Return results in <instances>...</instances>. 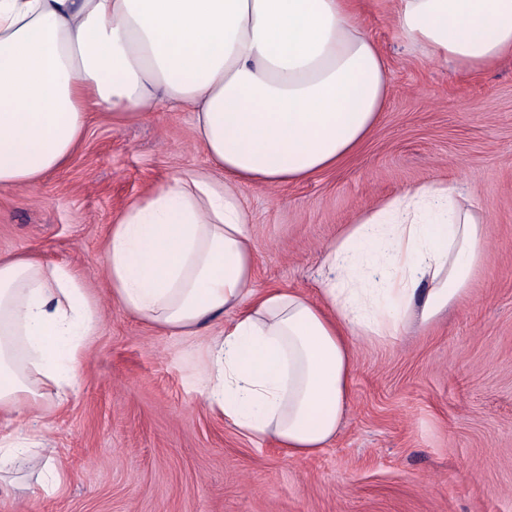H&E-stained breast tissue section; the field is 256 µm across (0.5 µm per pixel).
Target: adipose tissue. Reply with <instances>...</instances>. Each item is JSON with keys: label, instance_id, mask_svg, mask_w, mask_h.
Instances as JSON below:
<instances>
[{"label": "adipose tissue", "instance_id": "obj_1", "mask_svg": "<svg viewBox=\"0 0 512 512\" xmlns=\"http://www.w3.org/2000/svg\"><path fill=\"white\" fill-rule=\"evenodd\" d=\"M393 25L438 63L481 70L512 54V0H397ZM388 98L354 0H0V189L63 169L92 112L120 128L162 104L191 112L208 165L115 220L112 296L185 336L223 320L203 367L208 407L294 458L335 439L355 343L437 324L487 257L479 214L432 181L360 212L327 246L318 299L254 288L240 186L336 168ZM96 322L67 265L0 257V472L23 466L41 398L75 390Z\"/></svg>", "mask_w": 512, "mask_h": 512}]
</instances>
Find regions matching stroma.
<instances>
[{"label":"stroma","instance_id":"35a3bbf8","mask_svg":"<svg viewBox=\"0 0 512 512\" xmlns=\"http://www.w3.org/2000/svg\"><path fill=\"white\" fill-rule=\"evenodd\" d=\"M396 0H361L389 68V103L340 166L276 187L246 184L254 285L317 298L324 250L355 216L426 182L482 211L488 255L432 329L358 343L335 439L291 458L203 402L211 330L150 326L112 298L114 219L150 188L207 165L189 113L116 128L99 114L66 167L0 189V255L64 263L98 323L81 382L43 398L29 428L62 472L47 494L0 493V512H512V56L469 71L399 41Z\"/></svg>","mask_w":512,"mask_h":512}]
</instances>
